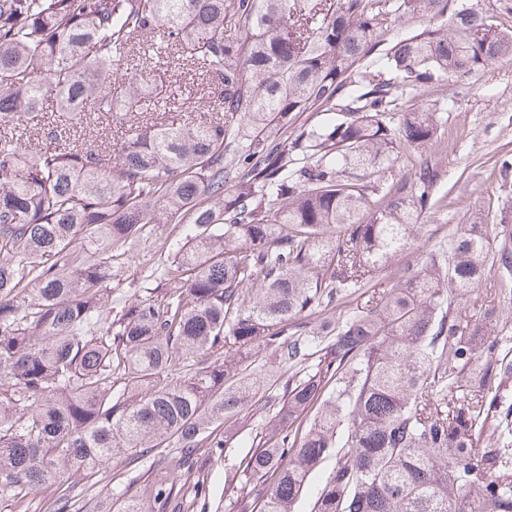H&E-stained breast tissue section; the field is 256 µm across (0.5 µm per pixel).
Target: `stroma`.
Instances as JSON below:
<instances>
[{
    "instance_id": "35a3bbf8",
    "label": "stroma",
    "mask_w": 512,
    "mask_h": 512,
    "mask_svg": "<svg viewBox=\"0 0 512 512\" xmlns=\"http://www.w3.org/2000/svg\"><path fill=\"white\" fill-rule=\"evenodd\" d=\"M436 109L445 130L434 147L443 170V179L434 194L438 203L424 229L423 245L433 246L446 239L457 225L473 219L492 224L506 201H512V182L501 184L493 170L494 161L512 155V57L494 60L475 74L451 86L435 84L426 88L419 99H400L399 111L416 103ZM171 227L159 224L155 233L145 237L135 258L112 260V286L135 302L139 291L156 287L153 279H145L144 271L156 266L160 248ZM263 416L245 411L233 422L235 435L221 459L208 463L206 471L212 498L221 512H237L236 495L226 483L240 458L249 452L256 433L265 429ZM177 452L157 459H147L139 467L127 466L124 454H117L94 486L78 482L82 500L96 512H108L113 499L136 495L149 498L155 481L175 480L180 475Z\"/></svg>"
}]
</instances>
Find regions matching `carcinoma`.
<instances>
[{
	"label": "carcinoma",
	"mask_w": 512,
	"mask_h": 512,
	"mask_svg": "<svg viewBox=\"0 0 512 512\" xmlns=\"http://www.w3.org/2000/svg\"><path fill=\"white\" fill-rule=\"evenodd\" d=\"M450 3L0 0V497L56 484L48 512H83L71 476L173 442L195 493L156 485L158 512H220L201 452L250 411L240 512H295L327 460L311 512H512V210L417 246L442 122L394 112L512 57ZM396 15L448 23L389 43ZM193 71L206 92H169ZM347 87L342 121L283 136ZM161 214L164 287L123 304L112 257Z\"/></svg>",
	"instance_id": "cac0c4a2"
}]
</instances>
